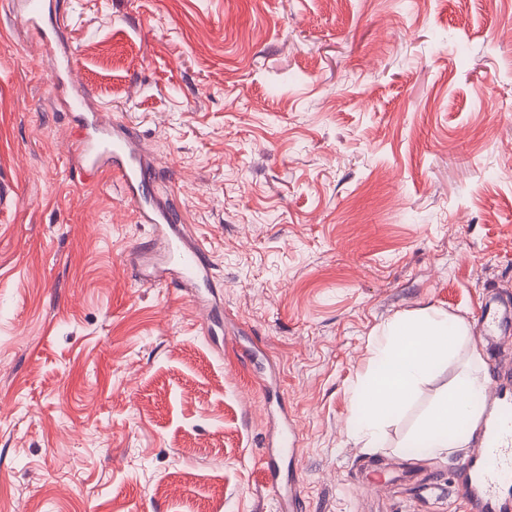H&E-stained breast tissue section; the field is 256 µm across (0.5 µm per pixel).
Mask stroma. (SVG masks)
<instances>
[{
  "label": "stroma",
  "instance_id": "stroma-1",
  "mask_svg": "<svg viewBox=\"0 0 512 512\" xmlns=\"http://www.w3.org/2000/svg\"><path fill=\"white\" fill-rule=\"evenodd\" d=\"M91 91L154 166L145 197L205 247L214 310L147 283L153 225L36 35L0 5V512H275L285 410L301 512H463L479 441L413 452L460 351L376 449L350 436L399 316L512 306V0H46ZM273 440L271 441V448L267 451L264 457V479L265 488L272 495L277 512H298L301 510V498L292 478L288 476V493L283 489L284 476L282 468L278 463V458L287 455L290 461H295L297 457H301L302 449L300 441L296 440L295 428L292 421L284 415L282 425L278 434L276 445L273 448ZM293 482V483H292ZM294 484V485H293Z\"/></svg>",
  "mask_w": 512,
  "mask_h": 512
}]
</instances>
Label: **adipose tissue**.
I'll return each mask as SVG.
<instances>
[{
    "instance_id": "adipose-tissue-1",
    "label": "adipose tissue",
    "mask_w": 512,
    "mask_h": 512,
    "mask_svg": "<svg viewBox=\"0 0 512 512\" xmlns=\"http://www.w3.org/2000/svg\"><path fill=\"white\" fill-rule=\"evenodd\" d=\"M469 340L463 319L438 312L401 316L389 322L372 344L373 368L354 390L356 403L364 409V420L353 423V437L365 447H376L383 426L397 420L419 385ZM487 382L482 356L478 348L471 347L465 369L426 412L413 435L427 455L442 458L467 446L470 431L480 419L475 402Z\"/></svg>"
}]
</instances>
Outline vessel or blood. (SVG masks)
Segmentation results:
<instances>
[{
  "mask_svg": "<svg viewBox=\"0 0 512 512\" xmlns=\"http://www.w3.org/2000/svg\"><path fill=\"white\" fill-rule=\"evenodd\" d=\"M42 14V0H24L17 17L34 31L49 54L56 51L57 41L54 33L42 27ZM78 148L88 161L86 173L90 176L98 170L97 160L109 156L112 172L134 205L139 223L156 225L158 245L138 251L143 262L152 268L154 278L161 280L172 274L184 287L205 281L210 263L202 246L185 236L171 208L142 202V187L151 175L152 164L133 139L110 130L108 122L95 114L83 127ZM488 392L498 402L490 419L491 433L483 453L463 466L454 490L466 512H512V400L502 396L499 386H489ZM301 454L291 420H283L275 447L264 457L265 488L275 501L276 512H299L301 508L296 488H285L278 462L281 456L293 460Z\"/></svg>",
  "mask_w": 512,
  "mask_h": 512,
  "instance_id": "vessel-or-blood-1",
  "label": "vessel or blood"
}]
</instances>
